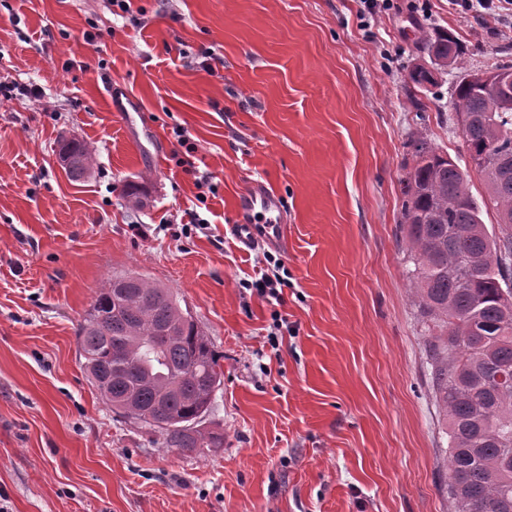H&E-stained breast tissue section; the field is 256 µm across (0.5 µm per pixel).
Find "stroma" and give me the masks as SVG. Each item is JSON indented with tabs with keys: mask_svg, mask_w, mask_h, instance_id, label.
I'll use <instances>...</instances> for the list:
<instances>
[{
	"mask_svg": "<svg viewBox=\"0 0 512 512\" xmlns=\"http://www.w3.org/2000/svg\"><path fill=\"white\" fill-rule=\"evenodd\" d=\"M426 3L388 0L368 19L362 0H134V21L107 0H0L8 512H448L400 211L414 139L468 158L456 75L416 92L408 72L431 64L422 28L448 30L468 69L512 65V16ZM73 137L94 158L77 181L59 159ZM199 176L216 189L203 205ZM254 181L279 196L286 245L244 251L229 234ZM192 211L207 226L182 234ZM269 254L288 273L276 298L253 286ZM125 272L176 292L220 356L204 424L224 445L205 456L112 413L81 367L94 292Z\"/></svg>",
	"mask_w": 512,
	"mask_h": 512,
	"instance_id": "stroma-1",
	"label": "stroma"
}]
</instances>
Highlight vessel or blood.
<instances>
[{
	"label": "vessel or blood",
	"instance_id": "vessel-or-blood-1",
	"mask_svg": "<svg viewBox=\"0 0 512 512\" xmlns=\"http://www.w3.org/2000/svg\"><path fill=\"white\" fill-rule=\"evenodd\" d=\"M234 216L229 231L247 248L258 244H280L287 230L281 220L278 196L259 182L249 184L237 196Z\"/></svg>",
	"mask_w": 512,
	"mask_h": 512
}]
</instances>
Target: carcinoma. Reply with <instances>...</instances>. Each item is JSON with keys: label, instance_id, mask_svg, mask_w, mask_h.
I'll use <instances>...</instances> for the list:
<instances>
[{"label": "carcinoma", "instance_id": "carcinoma-1", "mask_svg": "<svg viewBox=\"0 0 512 512\" xmlns=\"http://www.w3.org/2000/svg\"><path fill=\"white\" fill-rule=\"evenodd\" d=\"M416 50L457 71L453 107L470 168L420 140L403 186L409 283L427 336L434 406L448 436L450 512H512V66L470 72L459 42L421 29ZM79 180L93 158L61 148ZM485 186L476 199L468 178ZM496 211L491 233L483 212ZM83 368L119 417L184 456L224 446L202 426L222 371L207 333L171 289L114 275L78 330Z\"/></svg>", "mask_w": 512, "mask_h": 512}]
</instances>
